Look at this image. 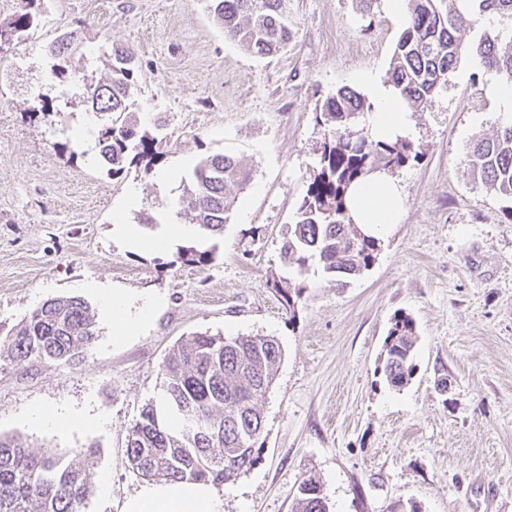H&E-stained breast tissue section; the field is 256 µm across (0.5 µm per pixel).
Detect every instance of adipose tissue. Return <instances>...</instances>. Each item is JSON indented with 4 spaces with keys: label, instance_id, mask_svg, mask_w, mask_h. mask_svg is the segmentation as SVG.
I'll return each instance as SVG.
<instances>
[{
    "label": "adipose tissue",
    "instance_id": "1",
    "mask_svg": "<svg viewBox=\"0 0 512 512\" xmlns=\"http://www.w3.org/2000/svg\"><path fill=\"white\" fill-rule=\"evenodd\" d=\"M376 103L370 123L372 133L382 140L407 136L411 130L400 98L384 87L372 90ZM349 215L368 234L381 236L397 224L402 207L399 186L382 174L355 183L347 197ZM123 512H223L212 484L190 481L149 482L128 498Z\"/></svg>",
    "mask_w": 512,
    "mask_h": 512
}]
</instances>
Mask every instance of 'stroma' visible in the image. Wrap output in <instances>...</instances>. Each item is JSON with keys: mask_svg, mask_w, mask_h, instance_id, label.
Masks as SVG:
<instances>
[{"mask_svg": "<svg viewBox=\"0 0 512 512\" xmlns=\"http://www.w3.org/2000/svg\"><path fill=\"white\" fill-rule=\"evenodd\" d=\"M205 0H41L39 26L0 54V339L34 308L77 297L95 341L65 364L0 365V435L69 460L95 447L85 512H121L142 486L126 459L128 429L160 395L162 364L195 332L271 336L284 357L260 401L257 463L220 486L223 512H291L315 477L330 512H512V224L504 200L471 173L474 142L512 122L499 76L462 57L409 138L424 155L395 169L402 215L373 266L347 287L319 267L294 276L282 237L319 166L323 101L347 87L390 83L406 11L388 0H286L293 36L260 57L225 38ZM78 31L52 74L47 46ZM136 54L132 118L164 137L150 175H108L98 159L102 117L83 83L104 80L112 43ZM251 172L215 239L195 229L145 240L178 222L182 181L202 156ZM164 236V235H163ZM210 250L186 265L184 247ZM302 290L288 312L271 274ZM118 290L150 309L119 331L104 299ZM412 318L416 372L403 388L380 367L395 316ZM452 382L449 395L438 377ZM61 409L78 424L34 422Z\"/></svg>", "mask_w": 512, "mask_h": 512, "instance_id": "1", "label": "stroma"}]
</instances>
